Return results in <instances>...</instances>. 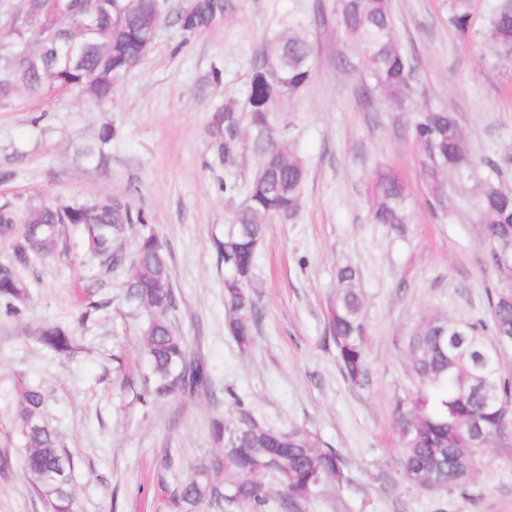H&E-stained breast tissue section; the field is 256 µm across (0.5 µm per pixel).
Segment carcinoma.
Returning a JSON list of instances; mask_svg holds the SVG:
<instances>
[{"mask_svg": "<svg viewBox=\"0 0 512 512\" xmlns=\"http://www.w3.org/2000/svg\"><path fill=\"white\" fill-rule=\"evenodd\" d=\"M66 10L101 31L100 47L81 48L77 29L60 19V12ZM24 12L40 52L26 47L18 52L13 67L0 73L1 97L20 87L39 92L47 84L81 85L93 98L104 101L114 89L109 71L127 73L147 49L148 12L128 6L127 0H110L105 11L98 9L95 0H24ZM223 20L224 0H184L173 17L178 29L189 36ZM451 23L460 35L468 34L469 0H451ZM336 25L345 38L362 46L364 65L385 102L396 111L405 110L412 91L411 67L394 35L392 0H338ZM48 29L56 32L53 45L41 39ZM484 46L491 54L512 58V0L494 8ZM311 76L308 41L290 30L279 33L253 59L245 105L224 106L212 113L206 127L212 150L225 162L232 164L247 154L257 158L234 223L224 225L223 238L214 239L224 262L226 328L244 349L252 343L257 321L256 251L271 219L295 217L307 178L303 158L275 122V106L283 95L304 87ZM412 137L422 177L432 191L426 204L443 211L448 208L443 192L448 171L470 176L475 157L452 112L426 108L417 113ZM370 195L374 223L400 231L410 222L406 186L394 171H375ZM477 216L484 244L512 243V190L502 179L481 182ZM136 224L147 225L144 211L119 197L100 196L73 204L31 200L20 217L0 206V240L10 246L8 261L0 264V312L20 313L29 295L20 270L35 257L58 253L68 227H76L86 258L95 266L96 284L102 286L112 273L124 271L122 303L143 315L139 401L149 406L204 393L217 402L207 362L190 354L188 339L173 320L177 297L163 242L152 232L142 233L134 252L125 250ZM495 271L497 285L488 294L490 330L432 313L423 316L408 336L407 356L417 386L395 401L392 429L400 443V472L413 487L465 484L464 473L479 469L482 461L472 421L479 419L483 436L489 438L502 421L498 408L486 404V397L512 405V377L496 370L483 389L474 387L472 380L474 352L482 349L483 342L512 336V290L507 288L512 284V266H497ZM359 280L356 268L340 267L336 296L327 312L328 340L336 348L343 377L354 385L363 384L369 375L366 301ZM445 323L450 332H465L455 347L441 333ZM33 338L58 353L72 348V336L60 325L40 326ZM44 405L40 388L20 385L16 423L23 469L31 491L49 504L51 512H74V464L46 421ZM234 405L232 414L211 421V437L221 448L175 491L174 502L182 512H195L204 501L219 509L226 501L262 507L269 494L266 476L279 481L285 507L317 496L327 482L346 480L343 459L335 449L320 447L303 428L280 431L267 426L240 398L234 399Z\"/></svg>", "mask_w": 512, "mask_h": 512, "instance_id": "obj_1", "label": "carcinoma"}]
</instances>
